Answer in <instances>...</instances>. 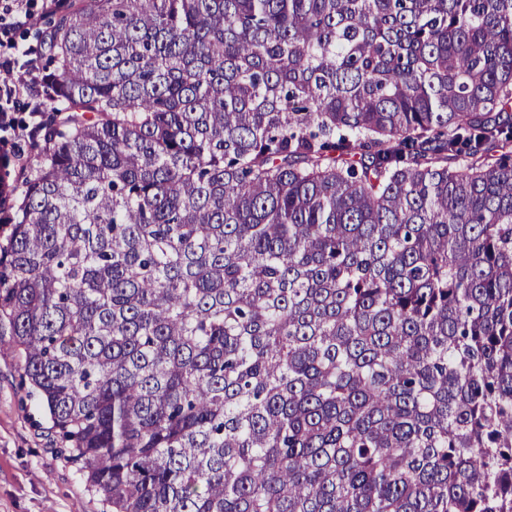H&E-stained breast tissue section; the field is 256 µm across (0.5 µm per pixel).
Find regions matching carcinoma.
I'll use <instances>...</instances> for the list:
<instances>
[{
  "instance_id": "cac0c4a2",
  "label": "carcinoma",
  "mask_w": 512,
  "mask_h": 512,
  "mask_svg": "<svg viewBox=\"0 0 512 512\" xmlns=\"http://www.w3.org/2000/svg\"><path fill=\"white\" fill-rule=\"evenodd\" d=\"M39 41L0 336L112 512H512V0H68Z\"/></svg>"
}]
</instances>
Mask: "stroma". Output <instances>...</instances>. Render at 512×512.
Here are the masks:
<instances>
[{
	"mask_svg": "<svg viewBox=\"0 0 512 512\" xmlns=\"http://www.w3.org/2000/svg\"><path fill=\"white\" fill-rule=\"evenodd\" d=\"M21 374L18 354L0 343V512H111L61 451Z\"/></svg>",
	"mask_w": 512,
	"mask_h": 512,
	"instance_id": "1",
	"label": "stroma"
}]
</instances>
